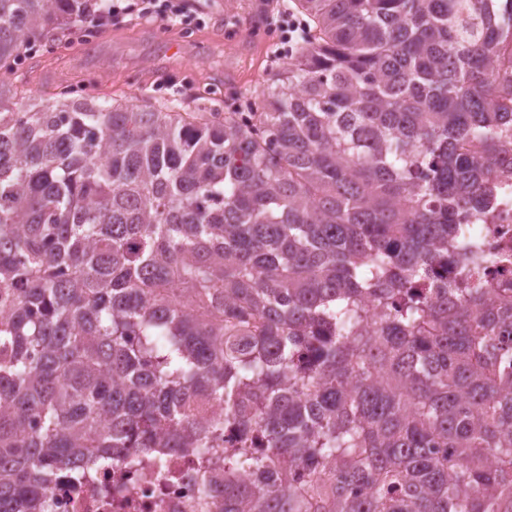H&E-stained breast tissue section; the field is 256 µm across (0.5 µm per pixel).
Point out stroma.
Here are the masks:
<instances>
[{
	"label": "stroma",
	"mask_w": 512,
	"mask_h": 512,
	"mask_svg": "<svg viewBox=\"0 0 512 512\" xmlns=\"http://www.w3.org/2000/svg\"><path fill=\"white\" fill-rule=\"evenodd\" d=\"M256 0H195L192 29L148 21L137 13L90 24L92 37L35 45L0 81L24 87L26 104L51 103L56 86L86 85L105 101L131 96L187 98L191 90H259L267 71L286 66L298 40L256 37Z\"/></svg>",
	"instance_id": "35a3bbf8"
}]
</instances>
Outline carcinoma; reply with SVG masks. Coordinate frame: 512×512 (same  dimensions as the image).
I'll list each match as a JSON object with an SVG mask.
<instances>
[{
  "instance_id": "carcinoma-1",
  "label": "carcinoma",
  "mask_w": 512,
  "mask_h": 512,
  "mask_svg": "<svg viewBox=\"0 0 512 512\" xmlns=\"http://www.w3.org/2000/svg\"><path fill=\"white\" fill-rule=\"evenodd\" d=\"M103 6L0 0V69ZM294 6L306 41L249 124L0 82V512L228 427L216 512H512V301L468 225L512 0Z\"/></svg>"
}]
</instances>
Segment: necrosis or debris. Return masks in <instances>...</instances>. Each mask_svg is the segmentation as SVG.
Wrapping results in <instances>:
<instances>
[{"instance_id":"obj_1","label":"necrosis or debris","mask_w":512,"mask_h":512,"mask_svg":"<svg viewBox=\"0 0 512 512\" xmlns=\"http://www.w3.org/2000/svg\"><path fill=\"white\" fill-rule=\"evenodd\" d=\"M470 228L495 260L492 278L512 288V171L504 174ZM202 474L191 453L166 448L152 464L133 469L117 465L79 485L60 473L50 487L52 512H203L198 495Z\"/></svg>"}]
</instances>
